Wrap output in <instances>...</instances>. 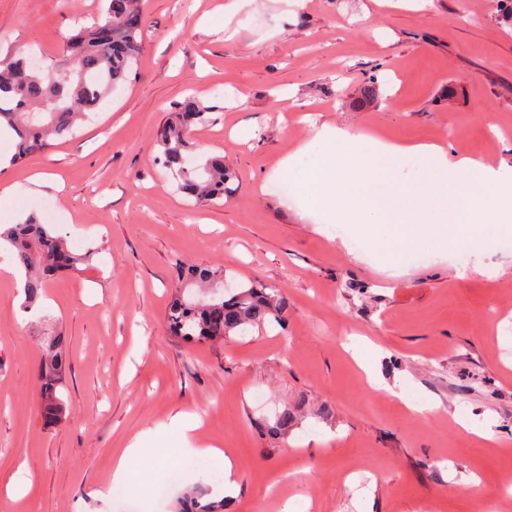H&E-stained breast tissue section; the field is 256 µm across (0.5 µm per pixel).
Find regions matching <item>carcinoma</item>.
Masks as SVG:
<instances>
[{
    "label": "carcinoma",
    "mask_w": 512,
    "mask_h": 512,
    "mask_svg": "<svg viewBox=\"0 0 512 512\" xmlns=\"http://www.w3.org/2000/svg\"><path fill=\"white\" fill-rule=\"evenodd\" d=\"M104 17L93 27L69 38L72 60L66 72L43 71L29 66V58L12 55L0 61V121L14 132L16 157L42 152L54 136L74 133L87 113L128 80L143 42L140 0H105ZM358 102L379 97L372 78L359 88ZM206 107L194 96L176 103L157 135L159 163L171 173L179 192L197 205H214L231 193L234 172L222 157H209L200 165L190 163L191 142L186 130L204 121ZM11 249L15 264L24 272L25 308L36 306L49 281L58 273L73 270L92 260L94 251L74 252L67 241L31 214L22 222L0 227V245ZM167 319L172 333L195 343L222 342L244 335L252 326L281 324L288 313V297L281 291L252 282L224 293V270L213 266L188 265L178 273ZM69 366L65 336L54 335L43 346L38 377L41 415L45 424L61 419L64 403L59 396ZM297 411L283 408L265 433L283 438L296 421ZM204 489L195 487L180 502V512H215L220 504H201Z\"/></svg>",
    "instance_id": "carcinoma-1"
}]
</instances>
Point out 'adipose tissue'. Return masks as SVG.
<instances>
[{
	"label": "adipose tissue",
	"mask_w": 512,
	"mask_h": 512,
	"mask_svg": "<svg viewBox=\"0 0 512 512\" xmlns=\"http://www.w3.org/2000/svg\"><path fill=\"white\" fill-rule=\"evenodd\" d=\"M287 184L303 212L349 225L367 251L389 264L422 249L463 252L512 232V171L469 156L449 157L435 143L385 142L322 126L272 176ZM200 418L180 412L135 435L115 456L110 487L133 489L135 466L161 436L191 444Z\"/></svg>",
	"instance_id": "ef3b65f1"
}]
</instances>
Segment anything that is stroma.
Returning <instances> with one entry per match:
<instances>
[{
  "label": "stroma",
  "instance_id": "obj_1",
  "mask_svg": "<svg viewBox=\"0 0 512 512\" xmlns=\"http://www.w3.org/2000/svg\"><path fill=\"white\" fill-rule=\"evenodd\" d=\"M141 0L145 39L129 80L74 135L0 171V222L40 217L94 249L52 280L19 324L21 276L0 249V512H179L192 487L225 512H512V247L379 266L348 230L315 223L258 185L314 125L435 142L512 167V18L501 0ZM104 0H0V59L42 67ZM377 77L380 97L357 105ZM196 95L207 120L193 158L222 156L233 194L186 200L157 162L156 134ZM52 212H45V203ZM220 265L234 288L287 294L285 326L189 343L167 314L181 266ZM53 319L69 345L58 424L40 417L36 333ZM366 338L372 389L346 346ZM432 401L434 413L410 410ZM300 413L286 438L260 426ZM179 412L224 460L164 442L141 461L137 495L100 502L128 441ZM467 417L464 430L457 416ZM482 428L486 437L473 435ZM173 470L186 479L164 498ZM28 486L9 496L13 476Z\"/></svg>",
  "mask_w": 512,
  "mask_h": 512
}]
</instances>
